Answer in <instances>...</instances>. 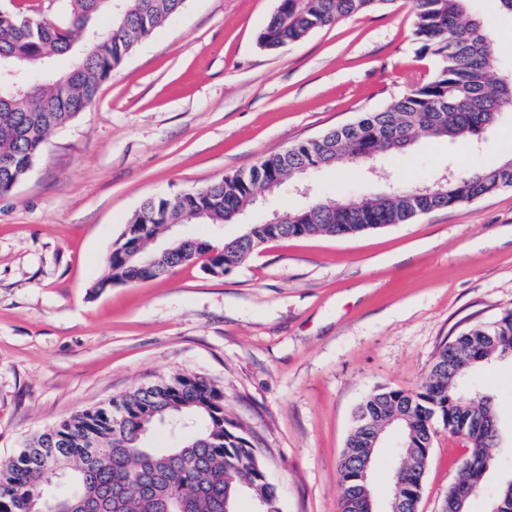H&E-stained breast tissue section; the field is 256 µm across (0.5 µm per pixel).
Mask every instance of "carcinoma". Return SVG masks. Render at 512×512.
<instances>
[{
    "label": "carcinoma",
    "mask_w": 512,
    "mask_h": 512,
    "mask_svg": "<svg viewBox=\"0 0 512 512\" xmlns=\"http://www.w3.org/2000/svg\"><path fill=\"white\" fill-rule=\"evenodd\" d=\"M59 16L39 15V24L22 25L23 13L0 16V87L14 83L25 92L0 99V194L25 180L45 150L48 135L74 121L90 107L102 82L124 62L132 48L150 37L183 9L182 0H121L114 11L104 0H62ZM383 0H278L275 12L258 36L267 51H278L310 32L366 12ZM470 0H413L414 36L419 53L437 67L417 80L385 107L363 113L354 122L324 133L319 143L299 142L261 158L245 171L215 180L171 202L146 200L129 219L108 257V276L99 288L164 276L175 268L200 264L220 277L240 267L270 240L313 234L353 235L380 225L409 224L416 217L479 199L512 184V159L493 169L470 174L451 172L448 184L413 183L348 203L338 209L329 200H315L288 211L287 224H252L250 237L228 252L210 242L171 244L165 255L144 270L125 260L145 238L164 235V225L181 223L199 213L200 223L222 224L224 215L251 203L258 180L284 178L286 188L298 170L341 159L359 165L357 156L370 150L394 152L390 142L416 137L475 142L503 112H512V89L484 72L494 57L493 42L483 19L471 11ZM108 12L112 26L98 41L76 48V34L94 27L96 15ZM72 55L64 72L46 75L58 57ZM214 251L213 257H204ZM512 358V309L489 324L457 335L438 352L429 381L414 390L379 389L356 408L338 475L342 487L340 512H362L363 497L373 495L371 482L359 480L362 451L376 433L372 424L397 412L402 436L399 456L420 461L412 487L392 495L404 499L402 512H414L424 467L440 423L465 436L470 454L456 485L448 490L442 512H457L456 487L471 483L476 471L490 468L500 443L490 397L478 389L458 386L471 370ZM185 420L177 426L189 434L176 448L158 450L149 434L158 423ZM69 475L56 491L47 482L46 462ZM251 494L274 509L277 489L266 475L254 443L224 415V391L206 377L174 373L112 399L83 409L57 426L26 440L10 460L0 463V512H235L240 495Z\"/></svg>",
    "instance_id": "1"
}]
</instances>
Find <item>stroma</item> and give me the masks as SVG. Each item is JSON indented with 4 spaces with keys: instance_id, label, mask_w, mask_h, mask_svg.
<instances>
[{
    "instance_id": "obj_1",
    "label": "stroma",
    "mask_w": 512,
    "mask_h": 512,
    "mask_svg": "<svg viewBox=\"0 0 512 512\" xmlns=\"http://www.w3.org/2000/svg\"><path fill=\"white\" fill-rule=\"evenodd\" d=\"M278 0H186L136 45L95 103L56 130L28 177L0 195V462L31 436L174 372L224 391V414L260 451L281 512H339L338 463L374 389L428 380L439 349L512 308V188L349 236L269 242L233 273L198 265L98 290L112 245L149 198L176 199L390 103L433 69L410 0L317 29L276 52L258 35ZM512 67V15L472 0ZM512 158V112L481 146L418 134L376 172L348 161L313 194L360 200ZM260 194L242 222L189 224L220 243L304 204ZM502 441L466 512H490L512 478V359L471 376ZM467 441L438 428L418 512H441Z\"/></svg>"
}]
</instances>
